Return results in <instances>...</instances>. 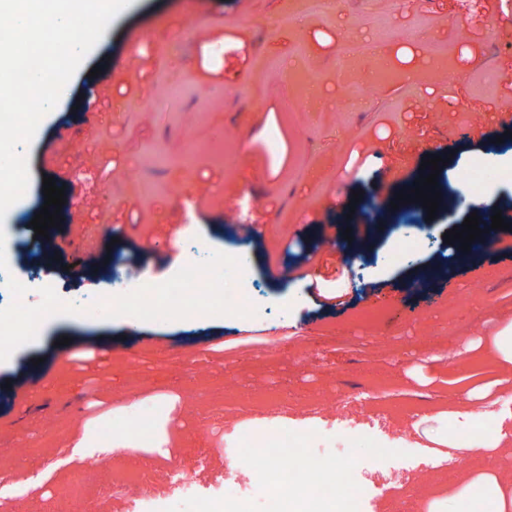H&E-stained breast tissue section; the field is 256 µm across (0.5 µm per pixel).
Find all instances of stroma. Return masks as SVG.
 <instances>
[{
  "instance_id": "stroma-1",
  "label": "stroma",
  "mask_w": 512,
  "mask_h": 512,
  "mask_svg": "<svg viewBox=\"0 0 512 512\" xmlns=\"http://www.w3.org/2000/svg\"><path fill=\"white\" fill-rule=\"evenodd\" d=\"M380 35L401 80L356 82L360 55L345 76L349 97L337 96L338 46ZM432 44L447 48L449 83L425 94L396 55L409 48L424 66ZM301 77L316 103L285 108ZM473 112L485 113L483 128ZM23 151L31 193L0 223L8 267L27 298L50 285L79 312L56 316L0 363V484L24 485L0 496V512H78L63 496L77 482L92 490L90 512H133L135 492L111 477L135 457L216 488L231 461L274 436L269 422L248 438L236 425L275 415L311 419L314 470L352 457L362 512H425L415 493L423 474L447 485L512 469V447L498 460L473 451L441 467L416 445L433 406L484 384L493 389L472 422L512 421V367L484 349L512 315V231L461 262L443 239L474 209L459 197L457 171L478 159L495 173L512 157V0H131ZM429 153L446 158L439 177L457 199L421 231L412 267L387 262L395 233L370 256L344 246L353 192L363 194L362 224L374 223ZM47 175L66 202L43 238L31 220ZM189 194L199 200L190 216L181 209ZM192 235L245 254L251 315L201 309L126 322L84 311L107 271L177 280L194 257ZM368 310L380 320H366ZM271 389L278 399H267ZM161 399L168 444L62 463L88 421L123 432L134 413L156 418ZM340 415L363 431L337 441ZM371 436L397 442L399 456L372 460Z\"/></svg>"
}]
</instances>
